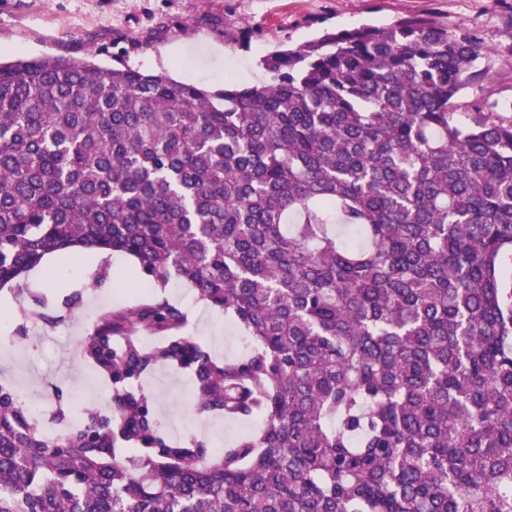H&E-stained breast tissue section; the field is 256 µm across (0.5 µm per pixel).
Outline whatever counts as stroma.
<instances>
[{"instance_id": "obj_1", "label": "stroma", "mask_w": 512, "mask_h": 512, "mask_svg": "<svg viewBox=\"0 0 512 512\" xmlns=\"http://www.w3.org/2000/svg\"><path fill=\"white\" fill-rule=\"evenodd\" d=\"M419 16L466 33L487 49L484 77L464 90L459 109L512 104V0H0V60L38 57L118 59L145 73L217 92L227 77L260 86L268 81L262 56L295 48L323 30L389 26ZM50 268H35L19 288L0 289V384L20 386L46 416L63 408L70 421L105 407L107 378L86 389L79 345L107 311L148 301L130 257L115 253L58 252ZM78 296L75 308L67 298ZM165 297L187 315L182 329L213 356L245 355L247 336L223 310L199 300L171 278ZM140 384L155 398L174 437L193 436L220 448L252 434L255 420L202 417L195 411L189 374L161 365Z\"/></svg>"}]
</instances>
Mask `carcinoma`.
Instances as JSON below:
<instances>
[{
	"label": "carcinoma",
	"instance_id": "1",
	"mask_svg": "<svg viewBox=\"0 0 512 512\" xmlns=\"http://www.w3.org/2000/svg\"><path fill=\"white\" fill-rule=\"evenodd\" d=\"M482 56L413 16L216 93L123 60L0 62V287L120 252L253 340L219 360L159 296L103 314L80 354L108 414L50 436L0 385V512H512V117L456 113ZM161 364L198 414L258 431L171 438L133 387Z\"/></svg>",
	"mask_w": 512,
	"mask_h": 512
}]
</instances>
